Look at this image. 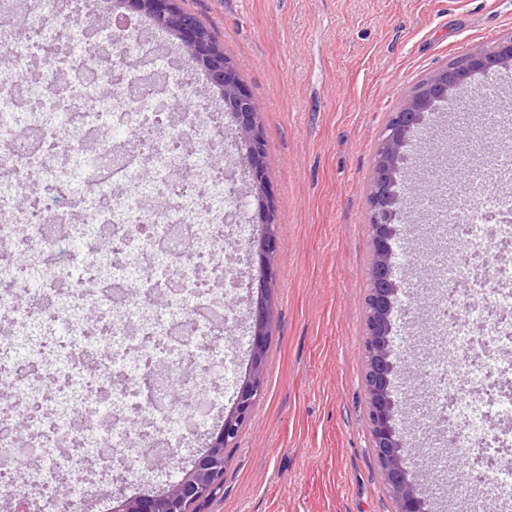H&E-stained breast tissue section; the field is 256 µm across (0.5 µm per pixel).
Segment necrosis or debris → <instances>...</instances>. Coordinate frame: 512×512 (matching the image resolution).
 I'll use <instances>...</instances> for the list:
<instances>
[{
	"mask_svg": "<svg viewBox=\"0 0 512 512\" xmlns=\"http://www.w3.org/2000/svg\"><path fill=\"white\" fill-rule=\"evenodd\" d=\"M41 4L26 30L0 20V317L31 344L22 359L0 346L5 490L10 463L21 459L54 465L91 448L137 477L162 449L193 436L212 408L213 340L232 333L224 306L244 207L229 191L231 167L211 162L216 113L168 111L169 80L146 78L152 48L137 69L103 71V40L83 32L70 81L29 78L31 62L60 49L61 30L74 26L67 17L46 24L55 0ZM34 277L39 287H30ZM507 298L512 265L501 263L474 274L465 294L439 289L431 313L441 339L430 354L448 369L430 385L434 404L474 402L462 363L512 381V353H485L512 321H474ZM92 403L110 409L106 428L87 420ZM444 435L469 512H486L504 471L482 457L502 434L451 417L429 438Z\"/></svg>",
	"mask_w": 512,
	"mask_h": 512,
	"instance_id": "1",
	"label": "necrosis or debris"
}]
</instances>
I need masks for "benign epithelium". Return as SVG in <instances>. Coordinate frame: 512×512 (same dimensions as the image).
Segmentation results:
<instances>
[{"label":"benign epithelium","mask_w":512,"mask_h":512,"mask_svg":"<svg viewBox=\"0 0 512 512\" xmlns=\"http://www.w3.org/2000/svg\"><path fill=\"white\" fill-rule=\"evenodd\" d=\"M107 2L112 4L116 19L127 21L134 15L146 16L153 20L154 26L176 38L205 73L210 87L223 96L224 112L230 115L234 125V147L243 152L249 193L255 202V219L262 225V232L253 241L247 257L249 265H258L260 282L252 312L251 371L239 387L234 406L224 413L219 428L208 435L203 452L194 459L190 469L182 472L179 480L152 495H122L120 504L113 508V512H186V504L207 498L216 487L224 474V451L237 444L243 423L264 388L267 325L272 311L268 272L278 249L276 208L267 182L268 148L257 107L240 80L237 66L198 22L177 8L176 0ZM501 69H512V32L497 41L494 53L476 48L423 79L399 110L391 113L376 153L368 207L372 248L365 297L362 385L373 452L396 512H427V503L419 491L420 474L409 465L406 448L394 426L398 409L393 380L405 364L394 353L393 318L399 313L411 314L413 310L400 303V285L392 276V240L406 201V196L393 187L400 183L405 169L406 147L411 135L423 125L426 114L436 103L466 90L471 75L494 74ZM35 488L47 502H57L70 492L52 475L43 476Z\"/></svg>","instance_id":"obj_1"}]
</instances>
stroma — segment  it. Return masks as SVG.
Instances as JSON below:
<instances>
[{
  "instance_id": "obj_1",
  "label": "stroma",
  "mask_w": 512,
  "mask_h": 512,
  "mask_svg": "<svg viewBox=\"0 0 512 512\" xmlns=\"http://www.w3.org/2000/svg\"><path fill=\"white\" fill-rule=\"evenodd\" d=\"M215 30L259 109L268 146V182L280 250L264 391L227 454L224 484L200 512H395L371 447L362 340L371 237L368 193L380 134L417 82L469 50L512 32V0H178ZM471 92L451 97L426 118L407 146L403 184L416 192L392 241L399 300L395 340L419 344L435 328L431 290L417 255L443 256L429 236L442 206L435 170H478L512 142V130L485 113L484 94L512 106V70L473 75ZM247 288L228 314L236 332L230 366L200 426L213 431L230 410L248 369L251 320ZM443 365H409L394 380L396 428L428 478L431 508L449 501L463 512L465 491L441 482L452 454L427 439V377ZM179 451L137 481L112 471L91 512H110L112 495L159 490L191 465Z\"/></svg>"
}]
</instances>
